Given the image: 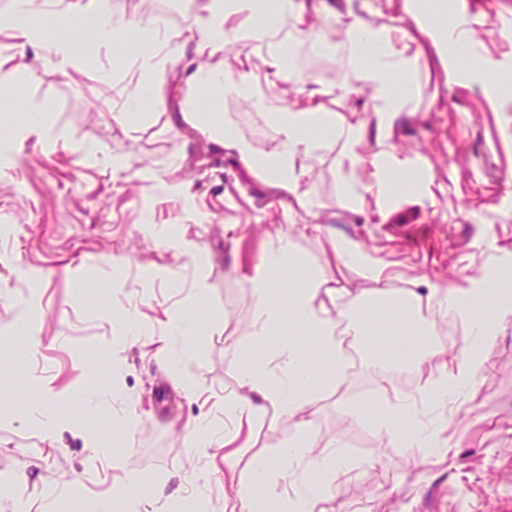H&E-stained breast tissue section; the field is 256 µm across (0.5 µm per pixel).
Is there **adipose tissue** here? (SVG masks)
<instances>
[{"label": "adipose tissue", "instance_id": "ef3b65f1", "mask_svg": "<svg viewBox=\"0 0 512 512\" xmlns=\"http://www.w3.org/2000/svg\"><path fill=\"white\" fill-rule=\"evenodd\" d=\"M376 8L372 0H361L360 6L345 5L336 10L333 21L341 28L348 41L346 58L347 77L342 87L344 95L358 94L366 89L370 92V116L360 128H338L336 134L344 140L339 168L370 163L378 176L374 184L360 187L355 192L356 202H363L366 195L373 194L383 199L388 195L387 174L404 172L405 165L390 148L380 147L365 153L367 137L381 133L408 112L409 97L399 95L390 81L392 74L412 72L416 60L408 50L416 37L403 24L399 15L390 16L381 28H372L367 20ZM260 0H209L208 13L195 19L199 37L195 53L200 57L222 54L228 41L261 42L268 38L270 29L260 21ZM289 74L279 59L266 63L263 74L234 68L224 70L197 67L193 74L196 85L209 88L223 87L225 93L237 94L252 100L265 111L278 135L277 150L264 157H257L253 146L239 138L219 121L204 118L203 123L210 138L229 151L246 165H259L260 169L280 189L293 196L304 210L311 203L301 184L307 175L298 159L317 146L315 140L305 136L306 128L319 124L330 126L331 121L322 106L307 104L303 107H283L279 104L278 89L288 81ZM253 292L260 302L255 314L257 335L276 326L282 316L297 325L310 329L317 341L336 357V379H343L346 369L345 355L335 336L339 318L358 312L364 302V293H354L345 288L330 286L326 273L313 274L307 287L298 289L288 308L268 300L270 285L262 279L251 280ZM406 304L415 306L429 302L440 314L453 313L467 324L473 341L467 354L458 361L442 360L441 347L422 348L417 330L413 328L411 316H404L403 323L392 336V351L398 360L412 364L419 376V398L407 403L375 404L374 414L381 429L403 448H418L439 452L441 429L421 420L434 408L446 404L449 396L462 395L472 385L482 370L487 351L496 341V327L512 320V297L493 301L484 320L472 319L470 308L479 301L474 289L430 288L420 290L408 288L403 292ZM315 373L302 346L288 341L271 361L269 372L246 371L243 375L247 395L237 398L228 409L236 418L255 424L263 417L267 408H274L280 415L294 420L297 429H304V415L312 400L302 392L306 379ZM310 444L302 438L293 437L281 448L277 459L259 465L256 474L262 486L260 493L246 492L240 500L244 512H336L334 497L327 483L315 484L304 479L292 478L295 469L309 465Z\"/></svg>", "mask_w": 512, "mask_h": 512}]
</instances>
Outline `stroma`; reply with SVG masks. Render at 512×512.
I'll use <instances>...</instances> for the list:
<instances>
[{
    "instance_id": "obj_1",
    "label": "stroma",
    "mask_w": 512,
    "mask_h": 512,
    "mask_svg": "<svg viewBox=\"0 0 512 512\" xmlns=\"http://www.w3.org/2000/svg\"><path fill=\"white\" fill-rule=\"evenodd\" d=\"M464 2L465 15L496 56L512 88V0ZM115 17L133 20L154 37L150 22L161 19L178 47L160 80L140 79L138 49L125 37L98 40L62 22L56 0H35L41 26H54L76 61L52 70V42L19 44L0 30V51L16 69L12 86L0 88V476L23 474L11 493L25 512H98L125 475L149 488L147 512H173L198 500L197 469L212 472L205 512H239L224 489V440L239 451L234 476L256 482L260 462L275 457L295 430L268 410L252 429H239L224 403L245 394L242 371L261 365L289 337L316 355L310 332L288 322L261 338L252 334L258 304L247 281L267 277L275 298L287 303L309 273L333 262L337 245L360 254L344 268L341 284L354 292L371 289L366 268L389 264L397 275L391 295L368 307L375 325L352 332L338 322V339L353 350L358 368L334 383L319 373L305 390L314 402L307 416L311 459L333 452L361 461L360 470L332 479L342 512H512V323L497 333L488 366L466 396L432 412L448 454L399 448L371 423L346 411L378 398L410 399L408 384L381 385L371 353L385 354L379 338L399 321V295L413 278L431 285L480 287L512 272V112L499 108L498 89L472 79L467 58L454 63L459 76L447 86L419 75L418 110L390 138L400 159L411 163L420 184L368 199L357 209L345 184L374 180L361 164L339 179L343 142L322 138L303 164L302 188L311 213L287 201L255 167L218 147L195 122L217 113L252 143L258 154L275 150L277 139L265 112L251 100L191 83L198 63L197 31L191 17H204L209 0H109ZM293 49L284 64L293 75L281 87L292 106L307 101V78L325 89L318 102L337 124L356 126L367 117V94L343 97L337 78L299 64L310 39L292 27L274 25L261 44L233 41L207 59L221 69L236 57L261 67L279 45ZM442 106H432V98ZM42 108L53 140L26 137L29 110ZM183 187L161 198L151 173ZM298 257L294 269L269 271L265 257L279 238ZM180 312L189 335L173 337L168 315ZM140 337L122 343L130 319ZM429 309L420 321L435 332L446 359L459 360L472 338L463 323L454 336ZM193 353L189 365L178 357ZM196 378L186 388L184 373ZM128 427H121L125 416ZM65 420L55 437L44 426ZM209 447L196 456L197 434ZM106 445L104 456L89 448V435Z\"/></svg>"
}]
</instances>
